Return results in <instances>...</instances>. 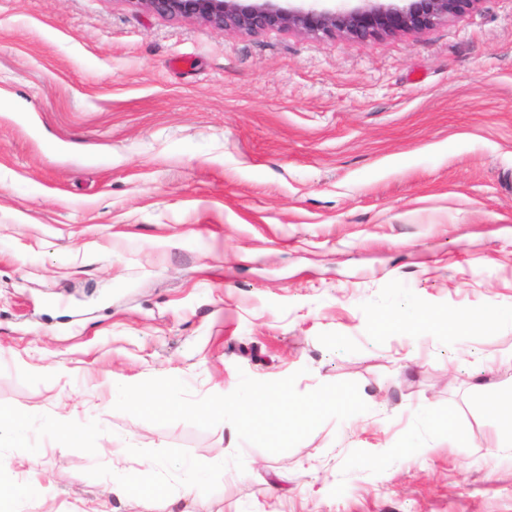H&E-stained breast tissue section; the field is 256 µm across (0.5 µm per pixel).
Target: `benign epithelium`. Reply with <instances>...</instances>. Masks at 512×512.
Masks as SVG:
<instances>
[{
	"label": "benign epithelium",
	"mask_w": 512,
	"mask_h": 512,
	"mask_svg": "<svg viewBox=\"0 0 512 512\" xmlns=\"http://www.w3.org/2000/svg\"><path fill=\"white\" fill-rule=\"evenodd\" d=\"M150 13L194 19L221 31L255 34L287 30L369 43L385 36L421 32L474 9L481 0H127Z\"/></svg>",
	"instance_id": "1"
}]
</instances>
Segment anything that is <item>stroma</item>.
<instances>
[{
    "label": "stroma",
    "mask_w": 512,
    "mask_h": 512,
    "mask_svg": "<svg viewBox=\"0 0 512 512\" xmlns=\"http://www.w3.org/2000/svg\"><path fill=\"white\" fill-rule=\"evenodd\" d=\"M0 90V413L78 434L0 445V486L45 487L0 512H152L104 494L115 464L165 512H512V0L368 44L0 0ZM415 307L474 320L384 327ZM242 372L368 410L272 454L107 405ZM219 456L185 496L172 460Z\"/></svg>",
    "instance_id": "1"
}]
</instances>
